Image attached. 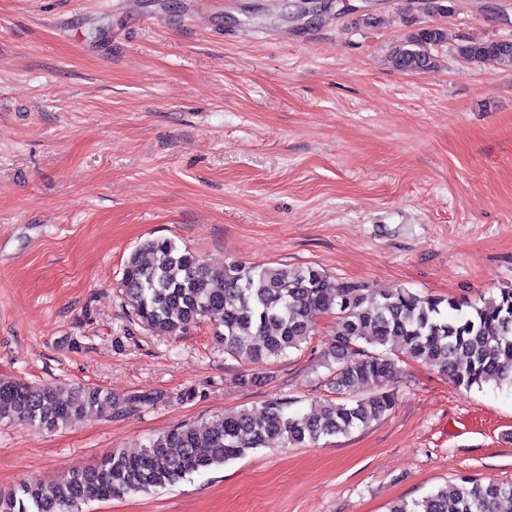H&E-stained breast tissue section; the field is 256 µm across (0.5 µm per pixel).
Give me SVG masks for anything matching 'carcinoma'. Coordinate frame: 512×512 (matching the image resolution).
<instances>
[{"label": "carcinoma", "instance_id": "cac0c4a2", "mask_svg": "<svg viewBox=\"0 0 512 512\" xmlns=\"http://www.w3.org/2000/svg\"><path fill=\"white\" fill-rule=\"evenodd\" d=\"M447 39L439 26L413 28L393 50L392 66L434 69L431 48ZM455 52L467 61L512 66L511 40L463 38ZM121 285L142 326L177 335L206 319L225 353L253 365L301 349L315 335L318 315L333 314L322 365L345 400L300 413L274 399L259 417L243 410L201 425L178 424L137 454L114 451L56 481L1 492L0 512H75L86 501L149 493L271 444L315 445L348 435L392 410L394 394L380 383L403 374L406 361L435 366L466 390L489 384L512 390V287L481 307L405 288L376 294L315 267L230 262L215 270L169 238L140 243L125 263ZM110 399L92 388L69 401L58 387L0 379V423L56 430ZM389 512H512V484L461 476L419 499L396 501Z\"/></svg>", "mask_w": 512, "mask_h": 512}]
</instances>
